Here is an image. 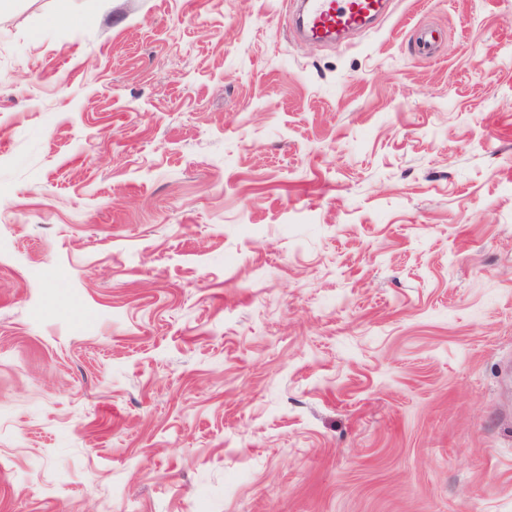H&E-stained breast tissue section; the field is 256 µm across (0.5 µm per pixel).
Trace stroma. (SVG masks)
<instances>
[{
    "mask_svg": "<svg viewBox=\"0 0 512 512\" xmlns=\"http://www.w3.org/2000/svg\"><path fill=\"white\" fill-rule=\"evenodd\" d=\"M289 2L0 5V512H512V0ZM386 0H304L297 10L296 28L317 38L362 28Z\"/></svg>",
    "mask_w": 512,
    "mask_h": 512,
    "instance_id": "1",
    "label": "stroma"
}]
</instances>
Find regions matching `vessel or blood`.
I'll list each match as a JSON object with an SVG mask.
<instances>
[{
  "label": "vessel or blood",
  "instance_id": "obj_1",
  "mask_svg": "<svg viewBox=\"0 0 512 512\" xmlns=\"http://www.w3.org/2000/svg\"><path fill=\"white\" fill-rule=\"evenodd\" d=\"M385 0H301L296 27L317 38L362 28Z\"/></svg>",
  "mask_w": 512,
  "mask_h": 512
}]
</instances>
